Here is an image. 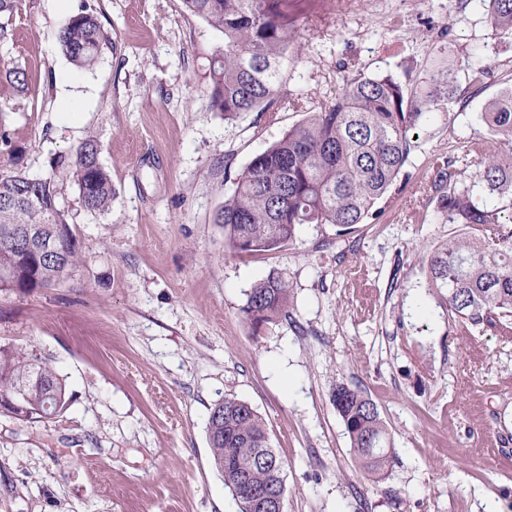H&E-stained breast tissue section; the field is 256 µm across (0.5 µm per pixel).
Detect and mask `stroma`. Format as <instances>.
<instances>
[{
	"mask_svg": "<svg viewBox=\"0 0 512 512\" xmlns=\"http://www.w3.org/2000/svg\"><path fill=\"white\" fill-rule=\"evenodd\" d=\"M297 4L301 51L279 93L299 104L272 120L214 110L224 36L181 0H18L0 14V69L28 84L0 89V171L53 178L82 257L54 287L0 291V345L37 350L70 396L47 421L0 414V512H239L206 429L227 397L267 422L285 512H512V340L449 325L425 262L455 230L431 200L432 166L486 133V103L512 86V32L492 29L479 0ZM85 6L112 37L89 69L59 43ZM446 61L463 84L487 69L484 87L427 115L376 220L230 251L214 217L236 175L343 73L426 80ZM89 137L116 191L104 214L52 165ZM273 273L290 284V315L257 332L243 308ZM339 383L388 427L383 478L350 452Z\"/></svg>",
	"mask_w": 512,
	"mask_h": 512,
	"instance_id": "35a3bbf8",
	"label": "stroma"
}]
</instances>
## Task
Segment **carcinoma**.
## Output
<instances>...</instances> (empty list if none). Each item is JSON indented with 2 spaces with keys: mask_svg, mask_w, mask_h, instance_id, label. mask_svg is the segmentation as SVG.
Listing matches in <instances>:
<instances>
[{
  "mask_svg": "<svg viewBox=\"0 0 512 512\" xmlns=\"http://www.w3.org/2000/svg\"><path fill=\"white\" fill-rule=\"evenodd\" d=\"M294 0H182L186 11L224 35L210 71L212 105L226 117L262 112L273 117L288 66L300 52L292 13ZM496 30L512 31V0H481ZM64 54L89 68L109 36L91 9L69 18L59 34ZM455 70L442 68L426 91L389 75L358 73L330 100L255 155L236 176L215 223L224 225L229 248L238 254L270 251L293 242L302 224L349 228L375 218L373 206L403 171L424 115L460 99ZM487 137L467 147L477 159L476 178L488 204L462 185L467 169L447 160L433 167L431 187L438 209L458 233L426 256L429 286L448 314V323L466 333L492 331L512 337V86L488 101L482 113ZM68 167L84 207L103 214L115 189L99 162L96 139H85ZM57 241L54 254L17 250L29 232ZM81 261L65 213L57 206L50 178L0 174V290L30 291L60 283ZM290 285L270 275L247 294L243 313L253 327L289 315ZM24 395L29 415L12 407ZM332 401L350 439V451L368 473L394 460L389 430L374 402L340 383ZM69 399L66 384L36 353L0 346V412L20 424L52 419ZM209 447L239 512H253L249 489L284 494V462L270 443L267 424L249 403L226 397L210 409Z\"/></svg>",
  "mask_w": 512,
  "mask_h": 512,
  "instance_id": "carcinoma-1",
  "label": "carcinoma"
}]
</instances>
